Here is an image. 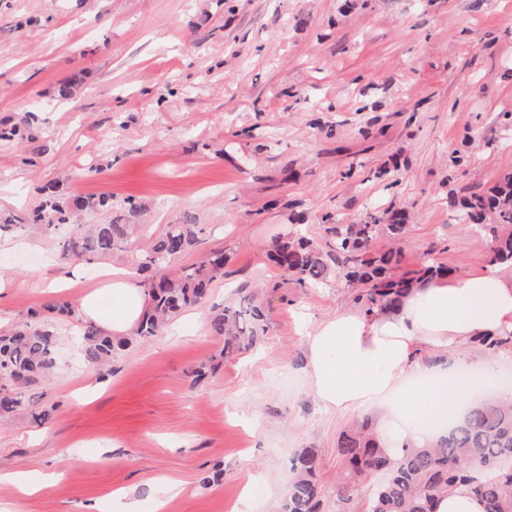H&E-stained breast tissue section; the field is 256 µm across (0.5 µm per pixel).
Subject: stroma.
<instances>
[{"instance_id":"35a3bbf8","label":"stroma","mask_w":512,"mask_h":512,"mask_svg":"<svg viewBox=\"0 0 512 512\" xmlns=\"http://www.w3.org/2000/svg\"><path fill=\"white\" fill-rule=\"evenodd\" d=\"M32 112L35 141L0 142V213L25 216L53 184L111 197L139 227L87 285L106 264L142 279V250L188 215L211 234L172 271L218 246L230 261L209 306L108 367L85 366L77 325L57 321L53 381L0 417V512H119L120 487L164 512H279L304 448L322 460V512H337L351 418L311 397L305 326L352 307V291L280 281L263 249L296 224L322 243L325 223L394 207L410 226L403 266L486 267L448 199L512 170V0H0V122ZM26 239L0 236L6 329L76 298L50 285L64 269L52 242ZM261 284L266 334L217 361L204 316ZM16 472L52 485L20 494ZM260 476L270 494L242 507Z\"/></svg>"}]
</instances>
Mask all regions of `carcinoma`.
Masks as SVG:
<instances>
[{
    "mask_svg": "<svg viewBox=\"0 0 512 512\" xmlns=\"http://www.w3.org/2000/svg\"><path fill=\"white\" fill-rule=\"evenodd\" d=\"M35 120L23 126L0 125V140H35ZM459 218L489 241L487 262L491 267H512V171L498 175L488 190L476 188L461 200L451 199ZM111 212L106 197H63L42 191L39 205L19 222L0 215V233L30 227L57 240L62 261L107 256L132 241L135 225L119 216L99 224L70 222L89 212ZM329 240L320 245L300 231L279 236L266 252L269 264L299 288H330L338 282L355 287L354 302L365 312L383 310L408 295L421 282L453 271L433 259L413 269L397 272L401 252L389 247L375 250L372 244L384 238L403 240L409 225L405 212L384 211L367 216L361 224H329ZM205 227L191 216L180 224H169L143 251L140 270L150 272L143 288L148 307L129 336H103L76 317L78 309L55 300L46 305L80 324L78 344L84 364L102 366L135 341H148L166 324L185 311L200 306L211 295L215 278L224 274L228 261L224 249L209 252L200 266L175 273L173 259L198 246ZM212 335L224 339L221 354L229 358L248 349L264 335L265 309L255 296L245 293L230 305L212 308ZM49 321L25 323L0 331V416L25 406L27 392L49 381L57 368L56 335ZM483 350H512V334L482 336L476 340ZM336 452L345 469L337 485L338 501L353 503L359 495L358 481L383 472L385 479L372 486L364 512H433L437 495L458 483H467L484 502L485 512H512V403L494 399L468 406L448 437L423 448L405 447L390 459L372 433V422L342 431ZM317 455L303 449L292 460L293 477L281 512H319L322 487L316 478Z\"/></svg>",
    "mask_w": 512,
    "mask_h": 512,
    "instance_id": "obj_1",
    "label": "carcinoma"
}]
</instances>
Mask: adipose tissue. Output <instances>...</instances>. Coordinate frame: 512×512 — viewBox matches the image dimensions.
Listing matches in <instances>:
<instances>
[{
	"instance_id": "obj_1",
	"label": "adipose tissue",
	"mask_w": 512,
	"mask_h": 512,
	"mask_svg": "<svg viewBox=\"0 0 512 512\" xmlns=\"http://www.w3.org/2000/svg\"><path fill=\"white\" fill-rule=\"evenodd\" d=\"M101 288L78 295L79 315L101 334L135 328L146 296L129 273L102 270ZM512 333V273L453 272L426 282L394 308L336 311L308 327V378L317 403L347 415L382 411L393 436L386 453L434 442L496 370L495 358L471 353L475 338Z\"/></svg>"
}]
</instances>
